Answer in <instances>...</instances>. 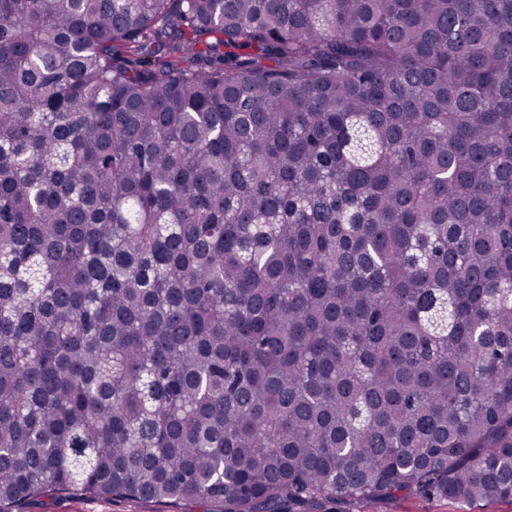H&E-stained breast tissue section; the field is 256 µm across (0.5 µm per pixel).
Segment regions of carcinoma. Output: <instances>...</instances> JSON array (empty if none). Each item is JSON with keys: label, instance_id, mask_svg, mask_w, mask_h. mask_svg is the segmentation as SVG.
<instances>
[{"label": "carcinoma", "instance_id": "1", "mask_svg": "<svg viewBox=\"0 0 512 512\" xmlns=\"http://www.w3.org/2000/svg\"><path fill=\"white\" fill-rule=\"evenodd\" d=\"M512 501V0H0V512ZM178 510V511H176ZM193 501L182 505H168L140 500H105L78 495L51 494L29 502L24 512H199Z\"/></svg>", "mask_w": 512, "mask_h": 512}]
</instances>
